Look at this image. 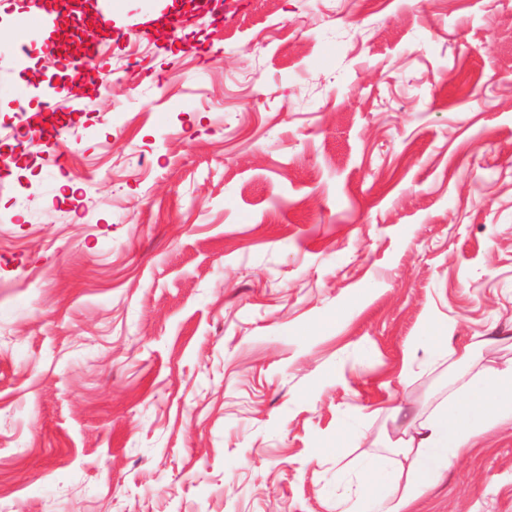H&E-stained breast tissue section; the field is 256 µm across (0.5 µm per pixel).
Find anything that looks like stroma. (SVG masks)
<instances>
[{
  "mask_svg": "<svg viewBox=\"0 0 512 512\" xmlns=\"http://www.w3.org/2000/svg\"><path fill=\"white\" fill-rule=\"evenodd\" d=\"M109 2L75 98L0 7V512H335L436 329L512 358V0ZM413 512H512V429Z\"/></svg>",
  "mask_w": 512,
  "mask_h": 512,
  "instance_id": "1",
  "label": "stroma"
}]
</instances>
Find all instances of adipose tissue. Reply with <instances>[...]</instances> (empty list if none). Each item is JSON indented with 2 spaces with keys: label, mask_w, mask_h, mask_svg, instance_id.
Listing matches in <instances>:
<instances>
[{
  "label": "adipose tissue",
  "mask_w": 512,
  "mask_h": 512,
  "mask_svg": "<svg viewBox=\"0 0 512 512\" xmlns=\"http://www.w3.org/2000/svg\"><path fill=\"white\" fill-rule=\"evenodd\" d=\"M507 422L512 423V361L487 368L419 424L397 427L387 456L367 458L355 472H340L337 512H410L449 460Z\"/></svg>",
  "instance_id": "ef3b65f1"
}]
</instances>
